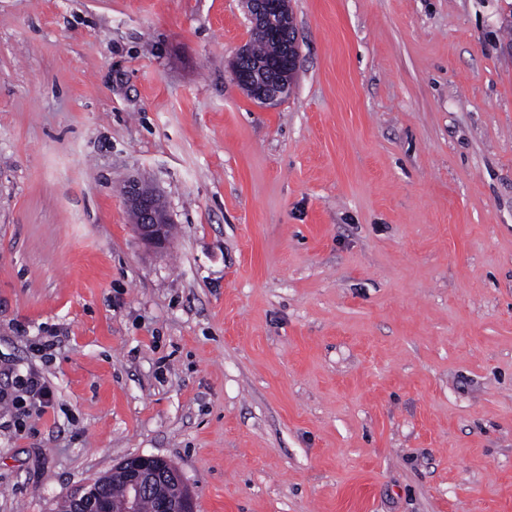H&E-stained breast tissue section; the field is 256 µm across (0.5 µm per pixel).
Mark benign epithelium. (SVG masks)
<instances>
[{"label":"benign epithelium","mask_w":512,"mask_h":512,"mask_svg":"<svg viewBox=\"0 0 512 512\" xmlns=\"http://www.w3.org/2000/svg\"><path fill=\"white\" fill-rule=\"evenodd\" d=\"M253 32L281 42L276 60L255 61L250 46H243L232 62L237 83L260 104H272L283 98L293 82L299 62V44L289 24V0H248ZM126 206L137 213L135 228L147 243L159 248L167 245L168 213L157 207L154 189L132 179L124 189ZM115 471L123 473L126 494L120 502L102 500L97 483L84 484L65 498L70 512H137L140 499L162 481L183 486L180 476L163 468L162 458L135 456L121 462ZM161 512H193L187 493L177 499H165Z\"/></svg>","instance_id":"benign-epithelium-1"}]
</instances>
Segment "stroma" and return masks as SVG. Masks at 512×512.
<instances>
[{"label":"stroma","mask_w":512,"mask_h":512,"mask_svg":"<svg viewBox=\"0 0 512 512\" xmlns=\"http://www.w3.org/2000/svg\"><path fill=\"white\" fill-rule=\"evenodd\" d=\"M290 5L263 105L245 0H0V387L53 392L0 512L134 455L196 512H512V0ZM254 36L244 45L232 62L237 83L250 92L260 104H272L283 98L293 82L299 62V44L292 33L288 0H248ZM278 40L282 45L279 57ZM258 61L252 59V55ZM277 57V58H276ZM275 61L269 60L274 59ZM267 59V61H264ZM263 60V61H261ZM124 198L126 206L137 213L138 218L134 226L140 237L151 245L165 247L168 243V224L169 240L172 236V222L168 213L159 208H165L160 198L157 207L155 190L140 180L132 179L126 184Z\"/></svg>","instance_id":"35a3bbf8"}]
</instances>
